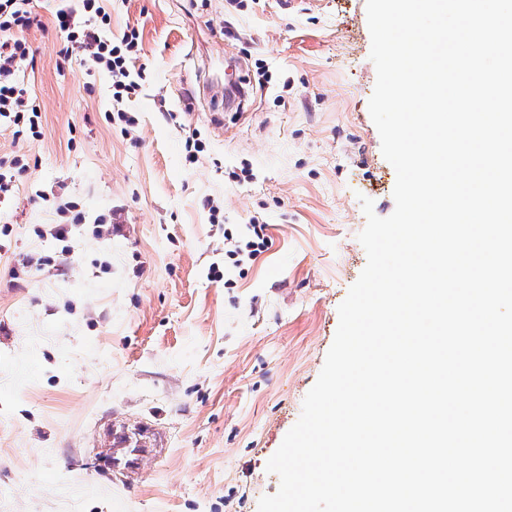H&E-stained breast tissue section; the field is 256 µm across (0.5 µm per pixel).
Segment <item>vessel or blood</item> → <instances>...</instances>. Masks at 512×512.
Here are the masks:
<instances>
[{
    "label": "vessel or blood",
    "mask_w": 512,
    "mask_h": 512,
    "mask_svg": "<svg viewBox=\"0 0 512 512\" xmlns=\"http://www.w3.org/2000/svg\"><path fill=\"white\" fill-rule=\"evenodd\" d=\"M163 451L159 433L150 430H129L122 424L113 425L104 456L110 467L124 471L129 483L143 476L145 461L155 459Z\"/></svg>",
    "instance_id": "vessel-or-blood-1"
}]
</instances>
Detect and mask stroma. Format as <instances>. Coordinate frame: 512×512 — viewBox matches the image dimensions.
Wrapping results in <instances>:
<instances>
[{
    "label": "stroma",
    "mask_w": 512,
    "mask_h": 512,
    "mask_svg": "<svg viewBox=\"0 0 512 512\" xmlns=\"http://www.w3.org/2000/svg\"><path fill=\"white\" fill-rule=\"evenodd\" d=\"M102 5L113 36L140 31L139 94L115 103L108 73L63 60L58 2L37 0L21 69L42 135L0 127V156L29 164L0 201V512H257L367 263L360 199L395 208L366 0ZM228 56L240 107L217 87ZM61 201L82 216L63 237ZM255 219L267 249L233 287L210 279ZM117 418L167 438L134 487L97 442Z\"/></svg>",
    "instance_id": "35a3bbf8"
}]
</instances>
